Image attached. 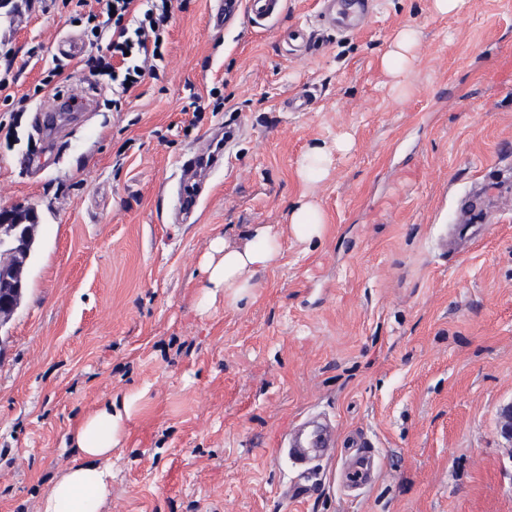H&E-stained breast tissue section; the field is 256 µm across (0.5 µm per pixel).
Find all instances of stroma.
<instances>
[{"label":"stroma","mask_w":512,"mask_h":512,"mask_svg":"<svg viewBox=\"0 0 512 512\" xmlns=\"http://www.w3.org/2000/svg\"><path fill=\"white\" fill-rule=\"evenodd\" d=\"M317 2L285 0L263 29L242 11L219 32L213 0H173L156 76L117 110L107 77L66 66L94 109L47 138L34 114L58 43L99 45L75 0H0L17 76L0 91V208L39 216L0 329V512H39L76 456L71 427L127 396L102 512H512V0L448 17L376 0L352 33L320 27ZM405 27L417 44L396 81L381 58ZM303 92L307 110L290 111ZM227 125L240 141L178 221L181 165ZM343 134L352 149L301 187L297 159ZM304 191L322 238L286 232L254 302L200 314L211 240L285 224ZM475 193L482 228L441 253ZM310 414L338 441L307 479L280 441ZM354 438L379 458L357 495Z\"/></svg>","instance_id":"35a3bbf8"}]
</instances>
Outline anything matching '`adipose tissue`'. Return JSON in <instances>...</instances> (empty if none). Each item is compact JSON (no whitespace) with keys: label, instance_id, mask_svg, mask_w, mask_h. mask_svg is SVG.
<instances>
[{"label":"adipose tissue","instance_id":"1","mask_svg":"<svg viewBox=\"0 0 512 512\" xmlns=\"http://www.w3.org/2000/svg\"><path fill=\"white\" fill-rule=\"evenodd\" d=\"M353 146L349 137L340 136L330 145H316L297 162L296 175L301 186L325 179L337 153ZM295 237L310 242L321 238L326 224L322 208L307 196H300L287 213ZM282 231L270 224H256L243 245H230L215 237L203 262L208 295L223 292L231 306L248 303L256 296L257 274L269 268L282 254ZM131 400L110 403L77 423L71 430L77 457L52 484L41 501L40 512H100L110 494L112 473L101 461L110 457L118 443L123 416Z\"/></svg>","mask_w":512,"mask_h":512}]
</instances>
